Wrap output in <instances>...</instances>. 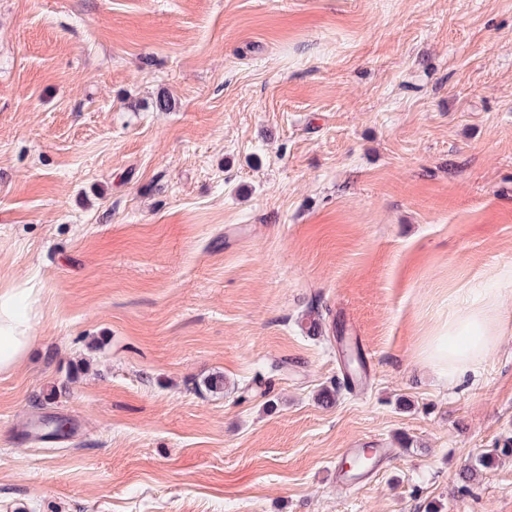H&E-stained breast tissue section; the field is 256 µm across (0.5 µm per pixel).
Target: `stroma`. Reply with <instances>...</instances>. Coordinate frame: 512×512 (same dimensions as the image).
I'll list each match as a JSON object with an SVG mask.
<instances>
[{
  "mask_svg": "<svg viewBox=\"0 0 512 512\" xmlns=\"http://www.w3.org/2000/svg\"><path fill=\"white\" fill-rule=\"evenodd\" d=\"M8 288L0 512H512V0H0ZM31 290L11 288L0 292V371L19 363L31 343ZM464 306L448 318L431 345L429 359L442 376L453 378L493 353L503 336L497 295L482 291L464 298ZM500 456L511 457L512 456V440L506 441L503 444L502 448H492L491 450L482 453L475 459L473 464L468 465L462 471V480L467 482L469 481L475 472L479 469H487L490 468Z\"/></svg>",
  "mask_w": 512,
  "mask_h": 512,
  "instance_id": "1",
  "label": "stroma"
}]
</instances>
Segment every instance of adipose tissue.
<instances>
[{"label":"adipose tissue","mask_w":512,"mask_h":512,"mask_svg":"<svg viewBox=\"0 0 512 512\" xmlns=\"http://www.w3.org/2000/svg\"><path fill=\"white\" fill-rule=\"evenodd\" d=\"M30 296L27 288L0 292V371L19 363L31 343ZM502 336L499 298L484 291L465 299L463 307L449 317L431 345L430 360L441 375L452 378L493 353Z\"/></svg>","instance_id":"adipose-tissue-1"}]
</instances>
